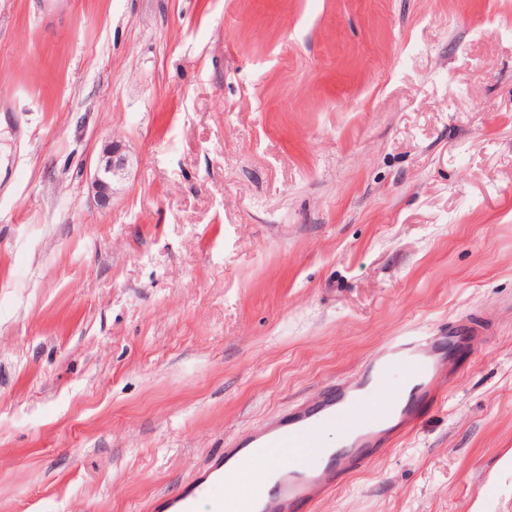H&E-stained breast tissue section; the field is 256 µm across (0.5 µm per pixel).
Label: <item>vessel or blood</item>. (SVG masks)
<instances>
[{
	"label": "vessel or blood",
	"instance_id": "1",
	"mask_svg": "<svg viewBox=\"0 0 512 512\" xmlns=\"http://www.w3.org/2000/svg\"><path fill=\"white\" fill-rule=\"evenodd\" d=\"M448 356L435 337L399 340L371 362L357 382L326 390L314 406L289 412L262 433L239 439L210 461L179 494L159 499L161 512H224V487L246 463L269 450L287 454L277 480L254 475L255 490L242 502L246 512H311L341 479L366 467L390 444L395 431L416 425L423 411L445 393ZM340 428L337 447L322 446L325 430Z\"/></svg>",
	"mask_w": 512,
	"mask_h": 512
}]
</instances>
